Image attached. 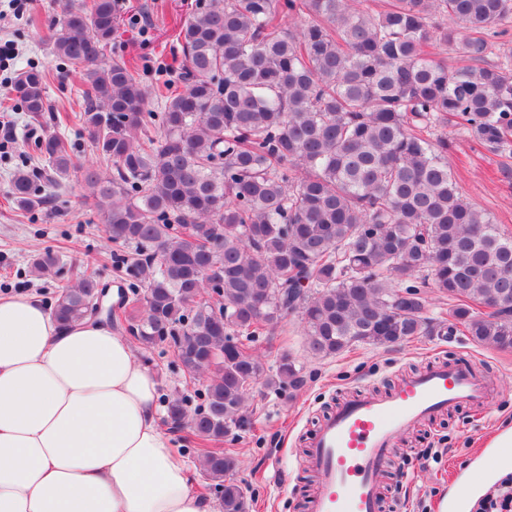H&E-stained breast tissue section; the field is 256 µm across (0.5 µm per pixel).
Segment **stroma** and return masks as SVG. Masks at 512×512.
<instances>
[{
    "label": "stroma",
    "mask_w": 512,
    "mask_h": 512,
    "mask_svg": "<svg viewBox=\"0 0 512 512\" xmlns=\"http://www.w3.org/2000/svg\"><path fill=\"white\" fill-rule=\"evenodd\" d=\"M68 0H32L22 15H14L8 0H0V45H10L14 57L0 68V99L12 94L14 81L31 67L47 74L49 96L57 112L82 111V81L51 53L50 37ZM195 0H123L118 6L119 29L107 50L108 58L130 61L134 74L148 89L164 80L161 67L177 53L174 22L187 18ZM17 142L0 151V293L27 292L52 301L54 289L30 271L34 255L53 251L60 276L72 279L95 272L109 288L118 278L113 254L125 246L109 241L100 213L86 203L88 190L79 172H72L63 188L52 190L50 203L21 213L8 197L9 176L37 160L35 145L41 129L32 128L26 113L11 109ZM448 138L451 172L463 197L488 213L505 233L512 234V158L479 147L450 124L435 130ZM427 315L432 332L395 347L357 345L332 357L308 352L297 318H288L274 339L255 343L268 376H275L281 355L294 360L303 379L300 388L258 384L244 414L246 425L225 438L223 448L238 460L235 480L242 487L248 512H302L301 503L314 487L313 473L300 466L305 445L320 421L343 398L369 390L387 391L411 371L439 361L471 358L488 367L495 391L480 409L461 406L432 417L408 436L386 474L381 477V512H445L458 480L470 481L472 493L464 512H477L495 477L482 470L480 455L492 445L502 420L512 419V349L479 344L462 325L448 317L447 298L428 291ZM139 360L156 375L160 392L187 390L190 408L201 400L202 381L186 383L172 365L168 346L139 351ZM427 448L443 454L422 458Z\"/></svg>",
    "instance_id": "stroma-1"
}]
</instances>
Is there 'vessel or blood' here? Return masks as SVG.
<instances>
[{
	"label": "vessel or blood",
	"mask_w": 512,
	"mask_h": 512,
	"mask_svg": "<svg viewBox=\"0 0 512 512\" xmlns=\"http://www.w3.org/2000/svg\"><path fill=\"white\" fill-rule=\"evenodd\" d=\"M490 391L479 368L438 363L405 377L392 392L340 403L307 443L305 466L318 488L305 512H378L380 477L403 436L460 405L481 407Z\"/></svg>",
	"instance_id": "obj_1"
}]
</instances>
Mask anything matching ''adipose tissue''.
Wrapping results in <instances>:
<instances>
[{
    "mask_svg": "<svg viewBox=\"0 0 512 512\" xmlns=\"http://www.w3.org/2000/svg\"><path fill=\"white\" fill-rule=\"evenodd\" d=\"M158 398L129 337L0 293V512H214Z\"/></svg>",
    "mask_w": 512,
    "mask_h": 512,
    "instance_id": "1",
    "label": "adipose tissue"
}]
</instances>
